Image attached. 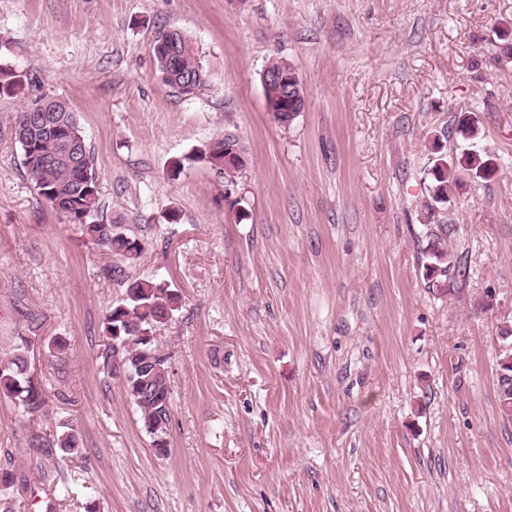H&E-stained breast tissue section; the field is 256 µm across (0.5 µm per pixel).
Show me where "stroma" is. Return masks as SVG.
<instances>
[{
	"label": "stroma",
	"instance_id": "obj_1",
	"mask_svg": "<svg viewBox=\"0 0 512 512\" xmlns=\"http://www.w3.org/2000/svg\"><path fill=\"white\" fill-rule=\"evenodd\" d=\"M512 0H0V360L35 332L49 400L0 399V512H512V423L494 387L512 326ZM181 30L207 73L176 97L153 53ZM291 63L289 126L261 75ZM67 98L95 161L100 213L144 249L132 277L181 297L157 339L172 357L170 454L102 359L124 286L117 255L52 210L22 163L15 116ZM481 118L498 170L462 175L437 224L466 269L426 287L423 171L454 113ZM231 132L249 165L224 194L173 160ZM179 220H168L170 210ZM67 341L64 352L55 337ZM75 429L55 467L34 435Z\"/></svg>",
	"mask_w": 512,
	"mask_h": 512
}]
</instances>
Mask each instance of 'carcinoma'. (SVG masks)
<instances>
[{
	"instance_id": "1",
	"label": "carcinoma",
	"mask_w": 512,
	"mask_h": 512,
	"mask_svg": "<svg viewBox=\"0 0 512 512\" xmlns=\"http://www.w3.org/2000/svg\"><path fill=\"white\" fill-rule=\"evenodd\" d=\"M154 55L160 72H170L166 85L181 96L182 85L189 81L194 92L207 86V75L200 63L192 41L177 31L158 32ZM28 75L0 66V93H11L23 85ZM46 96L34 97L16 114L14 138L22 150L23 165L34 180L40 196L70 224H75L86 238L126 260L135 259L142 251L140 241L122 231L120 222L107 223L97 219L100 190L93 167V155L87 146L82 128L73 109L53 113L54 120L69 127L73 134L75 160L68 163L59 159L66 146L50 136L31 119ZM448 134L468 144L460 153L448 156L439 139L432 141L431 166L427 177L431 181V202L426 204L433 212L450 201L456 173L464 172L474 178L491 179L497 164L491 154L475 149L483 136V124L477 113L460 111L453 116ZM233 146L247 154L242 141L233 133H226L196 148L187 160L208 166L224 176V184L237 185L239 174L246 163H225L224 148ZM441 232H431L430 240L419 259V270L428 287L441 294L453 291L457 278L465 270L447 241L445 225ZM104 278L127 284L124 297L108 311L104 331L108 344L103 352L108 377L119 378L127 396L141 413L143 428L151 437V446L159 456L170 452L168 440L172 410L170 384L171 357L158 344L157 335L179 309L180 297L163 280L128 278L124 266L116 263L102 269ZM506 349L499 356L496 387L502 418L512 422V329L500 330ZM35 337L20 336L15 354L7 363H0V396L6 397L32 414L46 406L47 394L42 384L32 377L28 354L33 352ZM35 448H56L62 459L77 454L79 438L73 432L63 431L47 438H32Z\"/></svg>"
}]
</instances>
